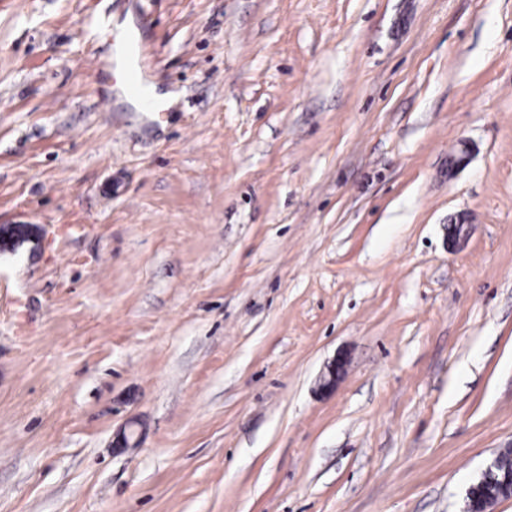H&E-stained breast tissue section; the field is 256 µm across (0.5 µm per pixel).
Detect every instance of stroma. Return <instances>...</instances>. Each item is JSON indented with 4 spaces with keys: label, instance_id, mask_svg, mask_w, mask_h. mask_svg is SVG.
<instances>
[{
    "label": "stroma",
    "instance_id": "obj_1",
    "mask_svg": "<svg viewBox=\"0 0 512 512\" xmlns=\"http://www.w3.org/2000/svg\"><path fill=\"white\" fill-rule=\"evenodd\" d=\"M19 224L0 512H466L512 448V0H0ZM125 88L131 97L139 100L144 109H153V102L144 96V77L139 68L131 67L127 70Z\"/></svg>",
    "mask_w": 512,
    "mask_h": 512
}]
</instances>
